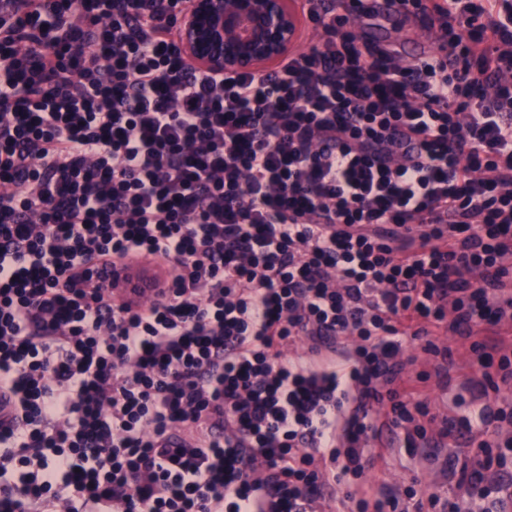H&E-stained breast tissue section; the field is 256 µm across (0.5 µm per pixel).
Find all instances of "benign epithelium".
<instances>
[{"label": "benign epithelium", "mask_w": 512, "mask_h": 512, "mask_svg": "<svg viewBox=\"0 0 512 512\" xmlns=\"http://www.w3.org/2000/svg\"><path fill=\"white\" fill-rule=\"evenodd\" d=\"M180 24L187 61L224 73L280 60L299 35L292 0H193Z\"/></svg>", "instance_id": "benign-epithelium-1"}]
</instances>
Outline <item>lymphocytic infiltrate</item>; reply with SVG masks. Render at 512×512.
<instances>
[{
	"label": "lymphocytic infiltrate",
	"instance_id": "f902f5d3",
	"mask_svg": "<svg viewBox=\"0 0 512 512\" xmlns=\"http://www.w3.org/2000/svg\"><path fill=\"white\" fill-rule=\"evenodd\" d=\"M268 71L181 51L192 0H0V512H408L359 486L429 438L430 327L512 379V0H398L412 63L300 0ZM154 262V298L98 274ZM448 512H497L480 441ZM403 347L405 349V357L409 356L413 359L412 363L407 367L410 373L415 374L422 371L433 373L435 360L432 356L421 351L418 341H406L403 343Z\"/></svg>",
	"mask_w": 512,
	"mask_h": 512
}]
</instances>
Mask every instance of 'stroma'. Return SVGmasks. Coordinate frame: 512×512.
Listing matches in <instances>:
<instances>
[{
	"mask_svg": "<svg viewBox=\"0 0 512 512\" xmlns=\"http://www.w3.org/2000/svg\"><path fill=\"white\" fill-rule=\"evenodd\" d=\"M355 30L362 40L371 45H384L400 48L407 52L417 51L422 43L433 41L430 26L415 13L392 15L389 17L361 18L355 22ZM473 373L466 360H458L448 382L430 384L427 394L430 410L435 416L427 430L432 441L430 447L407 449L397 444L387 451L369 472L366 483L374 486L393 488L418 482L437 490L440 495H448L454 489L448 480L449 470H474L477 459L475 445L466 432L452 430L448 436L440 431L445 420L459 418L462 414L455 405L456 398L473 400L475 407L491 408L512 405V386L501 385L499 390L478 394L472 381Z\"/></svg>",
	"mask_w": 512,
	"mask_h": 512,
	"instance_id": "1",
	"label": "stroma"
}]
</instances>
